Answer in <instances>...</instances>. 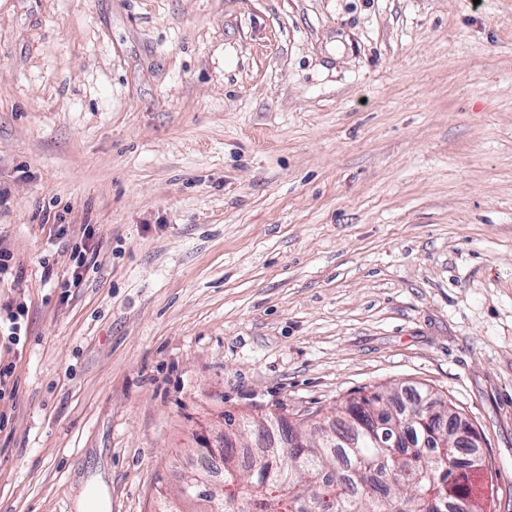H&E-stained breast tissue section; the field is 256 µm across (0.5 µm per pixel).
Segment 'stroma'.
<instances>
[{
	"label": "stroma",
	"mask_w": 512,
	"mask_h": 512,
	"mask_svg": "<svg viewBox=\"0 0 512 512\" xmlns=\"http://www.w3.org/2000/svg\"><path fill=\"white\" fill-rule=\"evenodd\" d=\"M0 248V512H156L199 424L388 388L512 512V0H0ZM93 228L89 224H85L82 228L81 235V244L82 247H76L77 255L75 256L76 266L69 274L68 279L64 283V288H82L84 287V278L82 273H80V268H82L87 260L86 253L90 252V244L93 239ZM5 315L2 317V313L0 312V328L2 332V322L7 327L9 332L8 336H11V339L16 341L19 336H21V331L24 324V317L27 315V309L22 304H16L15 309L12 305H8L4 308Z\"/></svg>",
	"instance_id": "1"
}]
</instances>
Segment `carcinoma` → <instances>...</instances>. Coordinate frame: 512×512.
<instances>
[{
	"mask_svg": "<svg viewBox=\"0 0 512 512\" xmlns=\"http://www.w3.org/2000/svg\"><path fill=\"white\" fill-rule=\"evenodd\" d=\"M429 394L417 392L414 409L399 407L383 417L397 425L405 424L411 414L425 424L418 432H432L441 424L440 415L420 404ZM397 401L393 390L371 391L336 407V424L351 430L348 444L335 448L319 446L316 423L303 427L309 448H283L268 440L271 430L280 431L289 423L273 416L236 417L222 414L225 427L251 434L252 448H222L224 481L237 483L234 497L199 495L185 499L188 512H323L328 501L331 512H485L481 498L472 492V477L490 469L486 461L470 469L462 478L468 509L454 503L451 488L443 475L464 467L462 449L435 445L413 448H377L370 431L373 415L382 404ZM198 445V465L193 482L205 488L212 483V445L194 437Z\"/></svg>",
	"mask_w": 512,
	"mask_h": 512,
	"instance_id": "1",
	"label": "carcinoma"
}]
</instances>
